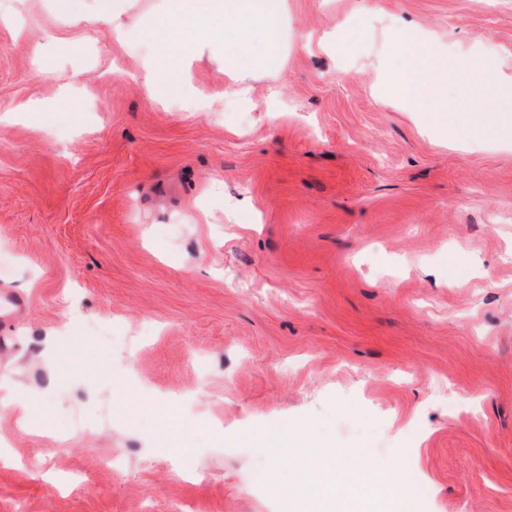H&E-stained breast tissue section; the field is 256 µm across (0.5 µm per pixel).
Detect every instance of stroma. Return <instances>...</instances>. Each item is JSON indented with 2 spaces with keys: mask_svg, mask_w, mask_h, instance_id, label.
Here are the masks:
<instances>
[{
  "mask_svg": "<svg viewBox=\"0 0 512 512\" xmlns=\"http://www.w3.org/2000/svg\"><path fill=\"white\" fill-rule=\"evenodd\" d=\"M402 20L475 58L447 104L376 97ZM287 23L250 103L206 106L208 58L153 103L139 42L0 0V512H299L322 445L420 512H512V0Z\"/></svg>",
  "mask_w": 512,
  "mask_h": 512,
  "instance_id": "stroma-1",
  "label": "stroma"
}]
</instances>
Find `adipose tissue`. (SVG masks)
<instances>
[{
    "label": "adipose tissue",
    "mask_w": 512,
    "mask_h": 512,
    "mask_svg": "<svg viewBox=\"0 0 512 512\" xmlns=\"http://www.w3.org/2000/svg\"><path fill=\"white\" fill-rule=\"evenodd\" d=\"M70 24L106 32L113 47L140 37L150 53L142 85L150 101L171 94L172 83L187 76L194 61L222 57L224 90L250 99L245 78L277 63L286 45L284 0H162L154 23L134 29L130 22L136 0H54ZM409 68L384 70L380 94L392 107L421 111L428 99L446 100L449 78L457 77L466 60L448 65L439 40L422 34L408 43ZM401 484L390 470L378 468L361 477L336 466L324 467L308 506L332 512H400Z\"/></svg>",
    "instance_id": "obj_1"
}]
</instances>
